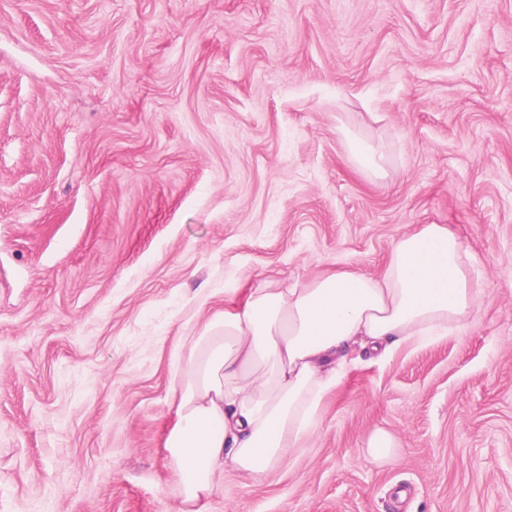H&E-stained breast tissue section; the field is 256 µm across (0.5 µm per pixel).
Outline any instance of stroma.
Instances as JSON below:
<instances>
[{
	"label": "stroma",
	"mask_w": 512,
	"mask_h": 512,
	"mask_svg": "<svg viewBox=\"0 0 512 512\" xmlns=\"http://www.w3.org/2000/svg\"><path fill=\"white\" fill-rule=\"evenodd\" d=\"M427 224L470 327L352 367L206 512H512V0H0V512H180L174 348ZM348 151L351 159L377 174L383 170L385 156L373 146L364 144L357 140H350ZM368 447L370 458L379 461L389 457L395 445L390 434L384 430H377L372 435Z\"/></svg>",
	"instance_id": "35a3bbf8"
}]
</instances>
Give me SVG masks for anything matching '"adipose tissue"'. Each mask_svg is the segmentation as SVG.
<instances>
[{"label":"adipose tissue","instance_id":"obj_1","mask_svg":"<svg viewBox=\"0 0 512 512\" xmlns=\"http://www.w3.org/2000/svg\"><path fill=\"white\" fill-rule=\"evenodd\" d=\"M449 228L395 240L379 276L340 271L288 288L261 282L216 314L174 372L176 422L165 447L181 512H205L228 472L255 480L314 431L353 346L385 359L404 345L464 332L486 291Z\"/></svg>","mask_w":512,"mask_h":512}]
</instances>
